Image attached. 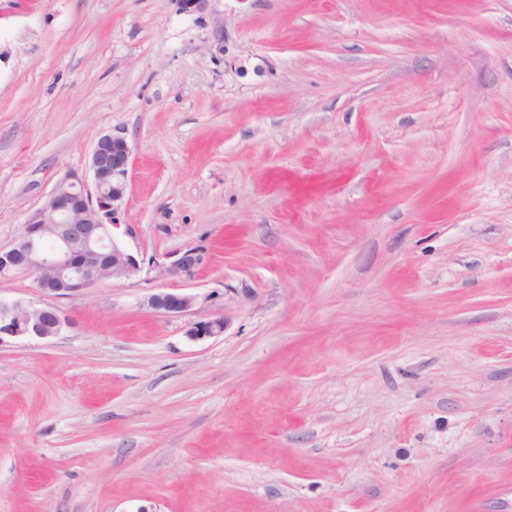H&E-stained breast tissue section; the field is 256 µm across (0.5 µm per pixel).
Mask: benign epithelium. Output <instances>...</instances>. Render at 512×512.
<instances>
[{
  "label": "benign epithelium",
  "instance_id": "1",
  "mask_svg": "<svg viewBox=\"0 0 512 512\" xmlns=\"http://www.w3.org/2000/svg\"><path fill=\"white\" fill-rule=\"evenodd\" d=\"M131 155L123 135H101L91 153L89 174L62 178L46 201L28 214L12 242L0 246V277L39 274L36 288L44 297L39 306L0 301V343L6 336L49 340L60 335L69 327L68 318L58 312L52 325L44 322L45 308H55L53 300L142 271V260L113 233L126 205ZM208 261L204 250L193 248L157 268L162 276L193 281ZM196 304L197 296L187 293L158 292L147 299L151 310L175 316L189 314ZM225 325L224 315H214L188 323L186 335L193 340L216 337Z\"/></svg>",
  "mask_w": 512,
  "mask_h": 512
}]
</instances>
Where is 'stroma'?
Segmentation results:
<instances>
[{"mask_svg":"<svg viewBox=\"0 0 512 512\" xmlns=\"http://www.w3.org/2000/svg\"><path fill=\"white\" fill-rule=\"evenodd\" d=\"M109 132L210 260L0 343V512H512V0H0V246ZM197 304V296L187 293L158 292L147 299V306L158 313L188 315ZM225 325L224 315H214L188 323L185 334L193 340L216 337L224 333Z\"/></svg>","mask_w":512,"mask_h":512,"instance_id":"obj_1","label":"stroma"}]
</instances>
